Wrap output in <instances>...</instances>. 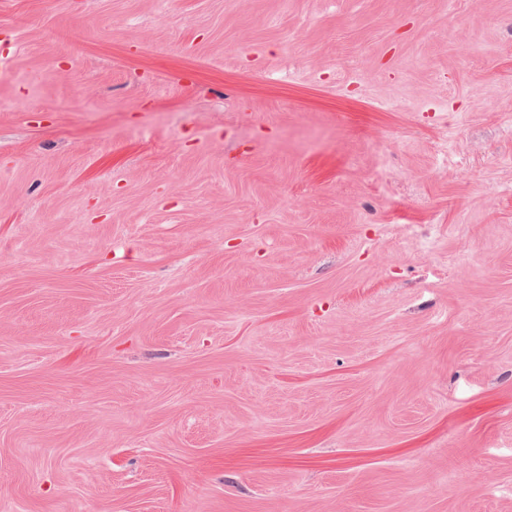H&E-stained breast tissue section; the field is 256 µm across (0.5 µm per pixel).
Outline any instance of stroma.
<instances>
[{
  "label": "stroma",
  "mask_w": 512,
  "mask_h": 512,
  "mask_svg": "<svg viewBox=\"0 0 512 512\" xmlns=\"http://www.w3.org/2000/svg\"><path fill=\"white\" fill-rule=\"evenodd\" d=\"M0 512H512V0H0Z\"/></svg>",
  "instance_id": "obj_1"
}]
</instances>
